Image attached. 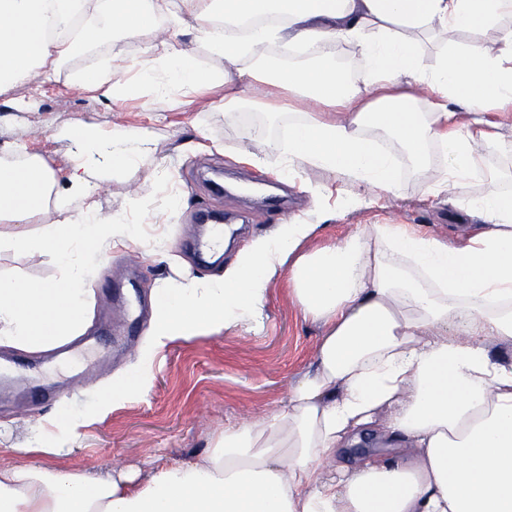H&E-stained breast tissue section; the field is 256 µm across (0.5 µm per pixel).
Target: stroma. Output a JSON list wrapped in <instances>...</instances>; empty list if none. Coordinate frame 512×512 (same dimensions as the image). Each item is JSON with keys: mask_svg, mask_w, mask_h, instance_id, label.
<instances>
[{"mask_svg": "<svg viewBox=\"0 0 512 512\" xmlns=\"http://www.w3.org/2000/svg\"><path fill=\"white\" fill-rule=\"evenodd\" d=\"M93 61L92 55L75 58L67 71L37 79L34 110L18 112L0 104V144L25 142L30 153L44 157L58 170L70 165L68 143L55 140L51 129L61 122H92L109 126L119 121L161 130L158 156L166 176L156 182L142 201L145 215L131 242L115 247L111 268L102 269L95 282L94 313L111 315L113 323L135 324V342L126 344L110 326H100V343L85 356L56 368H34V355L24 353L30 382L51 384L84 374L89 381L69 399L74 410H85L89 419L79 429V446L60 458V465L94 475L110 474L115 467L147 477L156 460L177 464L202 453L214 432L229 422L256 419L279 409L289 387L309 372L318 353L323 329L304 320L288 288L287 273L271 281L265 301L262 327L249 334L233 331L220 336H198L167 343L154 357V380L150 392L118 402L104 416L94 414L93 397L123 376L144 344L148 322H134L127 299L112 293L114 270L136 274L138 289L151 294L158 281L172 277L175 265L192 275L205 276V269L190 256L176 250L179 239L198 236L193 216L202 201L220 211L242 208L240 195L207 199L191 182L197 169L210 166L236 173L252 182L277 181L276 172L253 164L243 152L251 148L253 133L247 122L224 123V104H208L185 91L166 101L144 103L129 97L113 101L98 95L79 94L68 86L70 73ZM149 170L124 173L101 184L98 200L102 211H117L127 205V193L150 181ZM405 199L388 208L321 214L322 242L342 238L357 224H414L427 232L451 233L455 223H467L447 204L423 195L411 175H404ZM57 409L28 400L8 410L0 409V466L21 463L28 425L35 419H59Z\"/></svg>", "mask_w": 512, "mask_h": 512, "instance_id": "1", "label": "stroma"}]
</instances>
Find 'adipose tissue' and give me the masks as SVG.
<instances>
[{
  "mask_svg": "<svg viewBox=\"0 0 512 512\" xmlns=\"http://www.w3.org/2000/svg\"><path fill=\"white\" fill-rule=\"evenodd\" d=\"M164 27L160 44H126ZM78 93L157 102L224 92L288 117V138L257 134L267 167L315 170L313 198L361 210L403 197L402 157L424 194L476 218L455 239L408 224H358L317 245L291 216L222 276L156 286L145 345L249 333L273 277L323 325L316 367L280 409L225 426L195 460L97 479L38 461L0 467V512H512V0H0V93L63 71ZM437 52L424 61L426 48ZM222 60L201 69L198 49ZM73 157L58 171L0 146V252L57 277L0 273V347L37 352L84 334L92 285L135 206L95 194L124 169L155 167L158 136L113 123L55 126ZM477 182L469 196L456 188Z\"/></svg>",
  "mask_w": 512,
  "mask_h": 512,
  "instance_id": "obj_1",
  "label": "adipose tissue"
}]
</instances>
